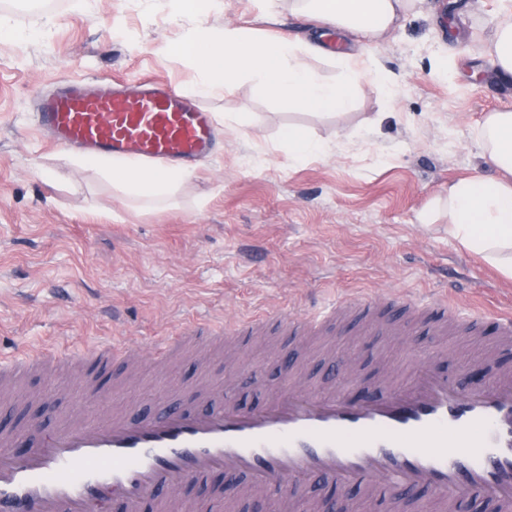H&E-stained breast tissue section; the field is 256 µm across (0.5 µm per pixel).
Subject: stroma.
Here are the masks:
<instances>
[{"mask_svg":"<svg viewBox=\"0 0 512 512\" xmlns=\"http://www.w3.org/2000/svg\"><path fill=\"white\" fill-rule=\"evenodd\" d=\"M503 0H421L401 27L374 47L395 94L371 78L339 113L274 99L249 79L205 99L220 133L214 155L193 170L175 205L150 209L115 190L78 150L47 142L31 89L68 79L146 74L190 93L199 79L183 58L163 52L196 24L173 20L171 0H0L17 37L0 38V361L41 347L57 351L130 343L134 376L119 364L89 377L38 376L29 418L91 406L132 418L187 390L228 385L245 406L266 402L283 382L282 359L302 381L331 389L333 356L352 358L366 384L406 378L413 358L452 349L449 371L484 357L463 336L413 331L415 357L400 339L370 336L363 324L336 325L318 338L280 332L208 355L186 350L154 361L152 344L196 318L324 311L369 292L428 299L448 294L459 311L512 309V279L448 233L422 223L433 197L461 177L487 173L477 130L486 113L512 110V81L500 80L485 48ZM210 26L232 25L256 42L304 36L313 24L286 0H224ZM320 140L325 154L288 159L287 128ZM122 319L113 322V311ZM221 474L168 491L194 512H310L317 501L348 512H427L420 494L363 498L331 484L255 499L217 493Z\"/></svg>","mask_w":512,"mask_h":512,"instance_id":"obj_1","label":"stroma"}]
</instances>
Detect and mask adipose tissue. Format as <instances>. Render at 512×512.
<instances>
[{"instance_id":"1","label":"adipose tissue","mask_w":512,"mask_h":512,"mask_svg":"<svg viewBox=\"0 0 512 512\" xmlns=\"http://www.w3.org/2000/svg\"><path fill=\"white\" fill-rule=\"evenodd\" d=\"M415 0H289L294 14L360 39L363 47L377 44L413 10ZM167 51L185 56L197 70L195 91L201 96L231 91L239 76H247L276 99L313 110L347 109L363 74L383 84L390 78L375 57L351 54L345 59L343 80L329 82L309 64L323 56L322 42L296 43L280 36L256 42L233 27L216 30L199 24ZM490 177H470L449 183L446 195L436 197L434 210L448 220V232L465 250L496 264L512 278V110L487 113L478 129ZM97 168L124 195L148 202H165L187 181L181 167L145 168L120 160H98Z\"/></svg>"}]
</instances>
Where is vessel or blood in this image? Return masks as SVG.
I'll return each mask as SVG.
<instances>
[{"label": "vessel or blood", "mask_w": 512, "mask_h": 512, "mask_svg": "<svg viewBox=\"0 0 512 512\" xmlns=\"http://www.w3.org/2000/svg\"><path fill=\"white\" fill-rule=\"evenodd\" d=\"M37 123L51 143L90 157L123 158L160 166H189L213 153L217 126L197 96L179 94L161 80L138 79L135 91L103 79H75L34 93ZM404 320L386 314L382 302L359 298L324 314L290 319L294 333L316 335L328 322L362 315L375 336H401L426 324L438 335L490 337L482 361L485 381L462 385L440 366L441 349L404 381L376 391L304 389L290 382L265 404L234 402L212 408L207 393L130 418L113 413L103 423L61 418L53 428L29 426L27 438L0 428V512H139L160 488L187 486L215 472L231 492L284 493L288 487L327 480L370 495L379 488H428L453 504L477 492L512 512V311L461 316L444 295L421 302L392 298ZM268 317L221 326L198 320L153 346L169 359L199 341L255 336ZM117 351L62 355L41 352L0 362V396L21 390L24 378L89 362L109 363Z\"/></svg>", "instance_id": "1"}]
</instances>
